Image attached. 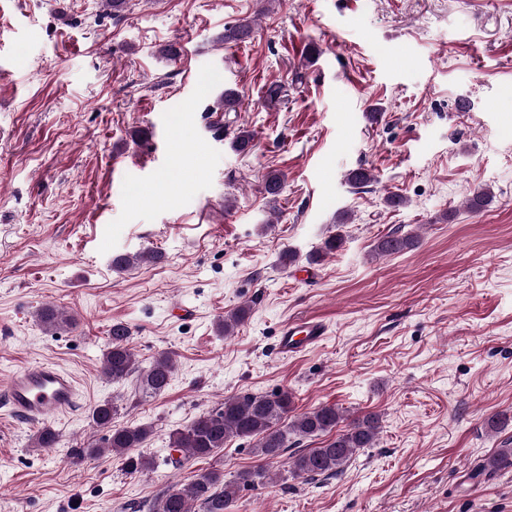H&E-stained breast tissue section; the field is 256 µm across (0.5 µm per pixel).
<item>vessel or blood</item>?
Here are the masks:
<instances>
[{"mask_svg": "<svg viewBox=\"0 0 512 512\" xmlns=\"http://www.w3.org/2000/svg\"><path fill=\"white\" fill-rule=\"evenodd\" d=\"M326 329L318 320L288 322L280 333L281 353H297L317 346ZM12 412L36 424L71 410L78 400L73 375L49 362H33L14 373L5 388Z\"/></svg>", "mask_w": 512, "mask_h": 512, "instance_id": "vessel-or-blood-1", "label": "vessel or blood"}]
</instances>
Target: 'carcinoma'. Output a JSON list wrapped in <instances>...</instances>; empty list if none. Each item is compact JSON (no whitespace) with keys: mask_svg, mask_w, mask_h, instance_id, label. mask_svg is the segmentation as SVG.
Instances as JSON below:
<instances>
[{"mask_svg":"<svg viewBox=\"0 0 512 512\" xmlns=\"http://www.w3.org/2000/svg\"><path fill=\"white\" fill-rule=\"evenodd\" d=\"M252 24L248 21L224 27V43H242L251 38ZM284 187L280 172L271 170L264 176V191L271 201H276ZM418 240L409 232L400 229L379 238L372 253L388 256L411 251ZM164 255L149 251L136 257L118 254L112 258V267L123 271L142 259L153 264L160 263ZM247 310L238 308L224 315L219 323L224 335L231 334L245 321ZM40 320L49 327L74 326L75 320L66 318L54 307L47 306L40 311ZM110 342L104 352V373L114 383L124 382L137 376L144 392L159 394L170 384L174 373L173 360L162 355L156 358L148 369L139 370L136 358L130 348L131 331L128 325L117 322L109 331ZM117 407L104 402L95 407L91 414L93 425L107 433V448L117 455H125L139 448L146 441L150 430L146 427L112 426ZM344 416L335 405H320L310 411L295 412L292 396L281 391L272 394H246L240 397H226L224 403L211 411L196 417L184 428L174 430L170 435L171 447L179 451L183 460L189 458L207 459L213 457L224 445L233 439H254L253 453L268 464L283 457L290 445L288 441L329 436L320 446L301 450L288 457L287 472L294 478L306 481L319 476L340 475L346 464L361 448L375 445L380 420L376 414L368 413L343 424ZM512 468V444L505 441L481 465V472L489 475ZM265 477V469H246L237 473L234 479L224 480V471L207 469L194 475L184 486H174L160 498L153 512H232L238 490L253 487Z\"/></svg>","mask_w":512,"mask_h":512,"instance_id":"1","label":"carcinoma"}]
</instances>
